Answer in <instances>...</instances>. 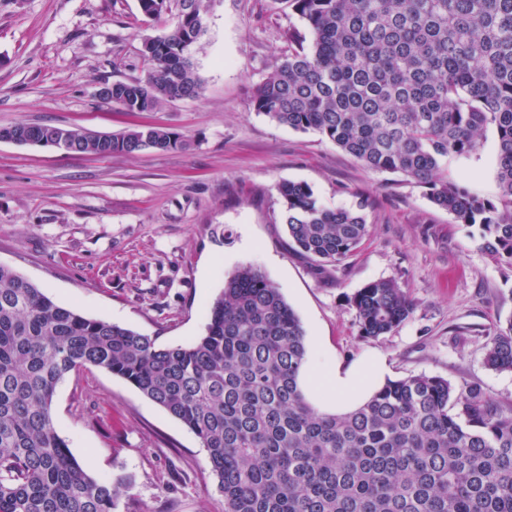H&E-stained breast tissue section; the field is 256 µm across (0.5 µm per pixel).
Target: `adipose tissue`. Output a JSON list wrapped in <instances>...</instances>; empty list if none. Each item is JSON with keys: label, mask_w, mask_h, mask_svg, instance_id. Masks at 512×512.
I'll list each match as a JSON object with an SVG mask.
<instances>
[{"label": "adipose tissue", "mask_w": 512, "mask_h": 512, "mask_svg": "<svg viewBox=\"0 0 512 512\" xmlns=\"http://www.w3.org/2000/svg\"><path fill=\"white\" fill-rule=\"evenodd\" d=\"M385 380L381 356L342 366L314 361L305 365L302 389L310 403L325 412H345L364 401Z\"/></svg>", "instance_id": "ef3b65f1"}]
</instances>
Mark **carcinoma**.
Segmentation results:
<instances>
[{"instance_id": "cac0c4a2", "label": "carcinoma", "mask_w": 512, "mask_h": 512, "mask_svg": "<svg viewBox=\"0 0 512 512\" xmlns=\"http://www.w3.org/2000/svg\"><path fill=\"white\" fill-rule=\"evenodd\" d=\"M175 25L145 40L144 78L112 83L129 112L198 94L190 30L205 0H139ZM308 47L257 87L256 112L313 131L382 173L425 189L480 249L512 269V0H290ZM497 131V186L480 196L448 179ZM48 124L1 128L33 145ZM71 152L97 156L184 150L159 125L102 134L64 129ZM281 223L297 252L324 265L368 234L356 210L323 207L306 183L277 185ZM364 339L386 336L414 306L393 279L349 299ZM307 355L294 309L253 266L224 281L204 334L187 346L155 340L62 307L0 265V512H114L112 483L88 474L51 416L57 385L89 366L130 383L205 448L224 512H512V407L471 385L426 374L387 380L343 414L312 406L299 387ZM486 365L512 372V319L486 343Z\"/></svg>"}]
</instances>
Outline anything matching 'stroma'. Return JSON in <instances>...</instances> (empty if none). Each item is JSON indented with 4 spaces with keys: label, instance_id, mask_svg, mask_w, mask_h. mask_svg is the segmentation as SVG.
Instances as JSON below:
<instances>
[{
    "label": "stroma",
    "instance_id": "1",
    "mask_svg": "<svg viewBox=\"0 0 512 512\" xmlns=\"http://www.w3.org/2000/svg\"><path fill=\"white\" fill-rule=\"evenodd\" d=\"M171 24L145 18L139 0H0V128L163 125L190 143L98 157L0 140V264L58 305L161 347L201 336L225 277L251 265L280 289L325 360L347 366L378 353L389 379L474 383L512 405V373L485 364L489 336L512 319V269L414 181L255 111L257 86L310 41L289 0H206V30L190 50L198 95L152 112L101 101L102 84L145 77L142 42ZM496 143L488 128L477 155L449 159V178L494 196ZM283 181L307 183L332 210L369 197L360 248L314 271L279 219ZM379 279L395 280L414 311L365 340L348 299ZM51 415L77 461L94 458L89 473L118 486L116 512H223L196 436L120 377L93 367L66 374Z\"/></svg>",
    "mask_w": 512,
    "mask_h": 512
}]
</instances>
